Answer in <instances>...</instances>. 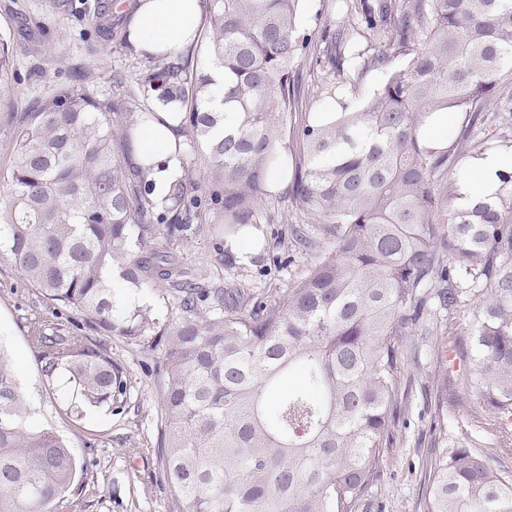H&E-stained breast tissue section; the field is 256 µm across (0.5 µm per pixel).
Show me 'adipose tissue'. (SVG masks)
I'll return each mask as SVG.
<instances>
[{"instance_id":"obj_1","label":"adipose tissue","mask_w":512,"mask_h":512,"mask_svg":"<svg viewBox=\"0 0 512 512\" xmlns=\"http://www.w3.org/2000/svg\"><path fill=\"white\" fill-rule=\"evenodd\" d=\"M201 20L200 0H139L128 25V36L137 50L173 59L185 55L197 38ZM173 102H156L154 116L133 137L132 159L144 168L153 183L152 198L163 203L169 190L184 175L182 137ZM512 173V149L492 151L473 159L465 179L457 185V204L494 195L499 174Z\"/></svg>"}]
</instances>
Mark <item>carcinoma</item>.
<instances>
[{
    "label": "carcinoma",
    "mask_w": 512,
    "mask_h": 512,
    "mask_svg": "<svg viewBox=\"0 0 512 512\" xmlns=\"http://www.w3.org/2000/svg\"><path fill=\"white\" fill-rule=\"evenodd\" d=\"M303 2L202 0L207 64L161 60L138 81L185 108L187 144L205 150L204 208L188 173L164 207L153 203V183L130 163L131 129L153 112L132 91L100 94L82 67L0 123V258L95 331L31 318L36 361L83 404L115 410L130 383L108 340L158 354L157 451L179 512H367L410 405L405 357L437 316L471 300L475 368L462 387L482 397L497 444L431 455L421 499L424 512H512V469L501 463L512 456V175L501 176L498 200L448 213V174L512 148V126L489 117L512 105V0H348L347 21L326 30L322 48L300 32ZM386 32L407 61L360 110L341 101L325 125L304 113L294 130L304 160L289 169L283 134L300 98H318L301 91L295 63L324 62L342 85L388 66L386 51L354 44ZM213 66L224 68L223 112L209 106ZM14 72L1 38V96ZM440 112L460 117L445 150L419 135ZM274 169L331 248L290 227L291 245L321 259L281 303L186 278L170 244L215 229L197 223L213 211L224 241L256 235ZM163 290V315L132 301ZM25 414L0 366V512H57L69 490L96 481L79 477L54 430H28Z\"/></svg>",
    "instance_id": "carcinoma-1"
}]
</instances>
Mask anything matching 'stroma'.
I'll return each instance as SVG.
<instances>
[{"instance_id":"1","label":"stroma","mask_w":512,"mask_h":512,"mask_svg":"<svg viewBox=\"0 0 512 512\" xmlns=\"http://www.w3.org/2000/svg\"><path fill=\"white\" fill-rule=\"evenodd\" d=\"M69 11L55 9L53 0H0V34L16 47L18 80L14 93L0 96V114L23 111L47 89L70 82L73 67L86 64L97 76L102 93L120 98L135 85L153 59L132 53L122 39L136 0H72ZM296 70L302 87L322 88L328 95H343L351 110L384 82L387 72L369 69L345 92H338L326 66L304 58ZM282 266L258 274L250 263L225 267V287L247 288L264 300L281 302L318 253L298 249L282 251ZM65 325L74 312L56 309L26 286L8 261L0 260V357L13 376L27 406L25 425L31 430L54 428L79 461L90 463L98 486L93 493L69 494L60 512H175L161 474L155 448L160 412V379L153 367L155 354L146 346L120 336L112 339V357L121 362L131 382V396L121 411L86 406L80 418L68 409L71 394L49 383L38 370L28 341L31 313ZM472 306L450 315L446 326L420 337L423 366H434L456 387L472 367L470 325ZM429 375L411 379L414 398L406 423L396 425V444L381 486L369 512H423L420 483L426 452L459 443L491 445L494 437L484 422V406L473 393L459 401L441 403L438 393L423 396Z\"/></svg>"}]
</instances>
